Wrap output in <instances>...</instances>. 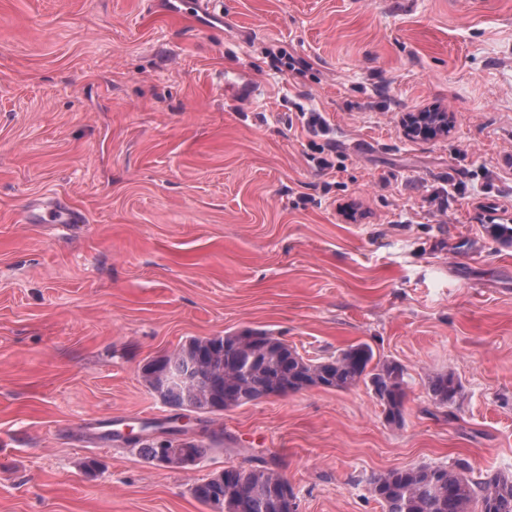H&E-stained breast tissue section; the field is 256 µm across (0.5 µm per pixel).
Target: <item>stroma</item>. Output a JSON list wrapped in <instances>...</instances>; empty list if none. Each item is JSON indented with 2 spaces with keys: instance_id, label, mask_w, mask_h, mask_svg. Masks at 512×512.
<instances>
[{
  "instance_id": "obj_1",
  "label": "stroma",
  "mask_w": 512,
  "mask_h": 512,
  "mask_svg": "<svg viewBox=\"0 0 512 512\" xmlns=\"http://www.w3.org/2000/svg\"><path fill=\"white\" fill-rule=\"evenodd\" d=\"M209 2L0 0V512H210L192 486L261 461L298 512H383L392 469L512 473V245L487 230L512 225V0ZM433 107L449 131L406 135ZM61 204L82 223L27 218ZM246 328L310 359L369 343L403 424L363 384L216 413L145 385ZM131 432L206 454L157 466ZM462 385L454 373H440L428 380V390L435 403L440 405L448 404L455 400L461 392Z\"/></svg>"
}]
</instances>
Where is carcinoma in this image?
<instances>
[{
	"label": "carcinoma",
	"mask_w": 512,
	"mask_h": 512,
	"mask_svg": "<svg viewBox=\"0 0 512 512\" xmlns=\"http://www.w3.org/2000/svg\"><path fill=\"white\" fill-rule=\"evenodd\" d=\"M195 339L165 354L169 369L185 377L172 384L159 379L154 392L163 403L197 413L220 412L273 396H285L313 387L348 390L359 383L369 386L383 406L385 420L394 426L404 421L406 381L403 367L375 360L367 343L350 345L328 358L312 360L266 330L216 336L196 357ZM462 385L454 373L429 378L434 402L445 405L457 397ZM459 469L421 465L394 469L371 480V493L384 512H512V475L486 479ZM201 503L224 505V512H291L294 493L288 480L265 465H239L224 469L221 482L205 479L192 487Z\"/></svg>",
	"instance_id": "1"
}]
</instances>
